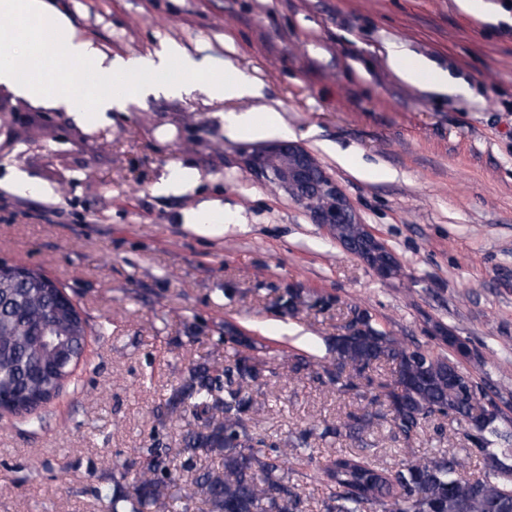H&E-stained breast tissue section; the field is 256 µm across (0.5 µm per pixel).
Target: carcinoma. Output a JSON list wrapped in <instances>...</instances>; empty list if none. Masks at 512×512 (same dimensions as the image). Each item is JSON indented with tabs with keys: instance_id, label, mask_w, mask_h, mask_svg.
Instances as JSON below:
<instances>
[{
	"instance_id": "obj_1",
	"label": "carcinoma",
	"mask_w": 512,
	"mask_h": 512,
	"mask_svg": "<svg viewBox=\"0 0 512 512\" xmlns=\"http://www.w3.org/2000/svg\"><path fill=\"white\" fill-rule=\"evenodd\" d=\"M58 284L34 269L22 276L0 275V394L11 406L27 407L25 419L42 424L36 409L59 391V369L77 358L87 335L85 320L58 304ZM347 336L332 345L333 361L316 377L338 391L377 389L369 406L319 434L358 437L390 418L396 435L413 452L422 422L434 415L464 419L469 440L484 457L485 471L465 477L468 458L457 454L412 460L391 471L352 454L334 455L318 466L324 487L319 512H512V466L490 451L498 434V407L459 364L419 346L409 347L379 329L369 310L356 307L343 327ZM51 341H44V337ZM233 353L224 362L189 368L182 387L164 404V414H191L180 463L169 449H137L118 472L108 494L96 489L109 512H313L310 501L290 482L288 468L316 463L307 449L313 430L291 447L266 445L255 433L262 411L259 381L276 375L275 359L246 352L238 336L224 337ZM394 365L391 382L372 376L373 365ZM379 405L386 413L371 410Z\"/></svg>"
}]
</instances>
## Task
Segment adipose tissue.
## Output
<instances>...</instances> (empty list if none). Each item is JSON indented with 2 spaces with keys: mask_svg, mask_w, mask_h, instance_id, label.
Segmentation results:
<instances>
[{
  "mask_svg": "<svg viewBox=\"0 0 512 512\" xmlns=\"http://www.w3.org/2000/svg\"><path fill=\"white\" fill-rule=\"evenodd\" d=\"M0 14L16 17L20 21L36 16L43 23L42 30L24 39L19 38L16 30H0V84L14 86L32 100L52 101L59 107L77 109L76 101L62 95L56 97L50 94L44 79L45 72L58 65L48 50L46 34L62 26V19L49 12L45 0H0ZM19 43L23 44L28 59L36 63L35 72L24 80L17 75V55L14 47ZM65 57L67 62L87 64L99 73L116 77L128 72H161L175 65L189 73L201 70L200 64L175 43L165 44L153 57L124 59L109 57L92 42L72 35L65 44ZM386 63L402 81L420 90L450 97L468 96L472 93L466 81L449 77L447 72L433 68L429 62L412 54L404 43L387 44ZM287 132L288 128L280 114L264 108L235 113L227 119V133L232 137L249 135L262 138L284 135Z\"/></svg>",
  "mask_w": 512,
  "mask_h": 512,
  "instance_id": "ef3b65f1",
  "label": "adipose tissue"
}]
</instances>
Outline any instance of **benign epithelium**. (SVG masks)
Returning a JSON list of instances; mask_svg holds the SVG:
<instances>
[{"mask_svg": "<svg viewBox=\"0 0 512 512\" xmlns=\"http://www.w3.org/2000/svg\"><path fill=\"white\" fill-rule=\"evenodd\" d=\"M245 163L256 177L304 206L313 223L328 231H335L338 224L358 223L344 191L302 146L279 141L249 154Z\"/></svg>", "mask_w": 512, "mask_h": 512, "instance_id": "7a95c632", "label": "benign epithelium"}]
</instances>
